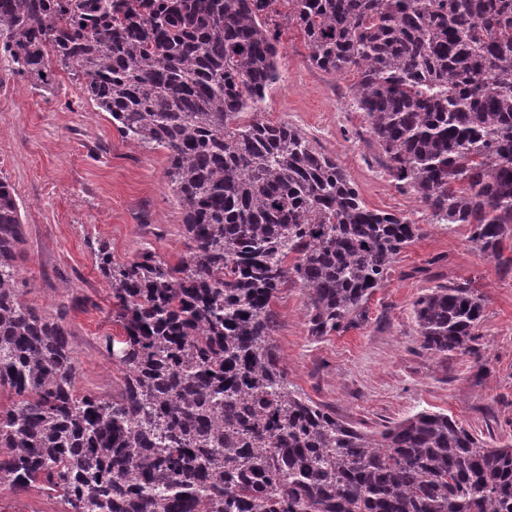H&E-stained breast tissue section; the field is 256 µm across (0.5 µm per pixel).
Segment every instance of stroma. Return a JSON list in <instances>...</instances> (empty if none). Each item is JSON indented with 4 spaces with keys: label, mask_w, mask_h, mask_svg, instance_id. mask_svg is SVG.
<instances>
[{
    "label": "stroma",
    "mask_w": 512,
    "mask_h": 512,
    "mask_svg": "<svg viewBox=\"0 0 512 512\" xmlns=\"http://www.w3.org/2000/svg\"><path fill=\"white\" fill-rule=\"evenodd\" d=\"M287 12L277 0L271 18L280 30V78L261 111L242 113L240 124L300 128L348 172L368 207L405 214L421 227L371 296L365 321L344 332L310 336L305 291L296 284L281 290L274 343L289 382L361 428L379 430L428 410L448 414L488 446L512 442V277H502L496 260L472 247L466 225L435 223L381 168L366 164L368 150L354 137L365 126L349 95L355 72L315 66ZM167 165L164 151L127 142L68 69L55 67L52 89L44 92L0 56V177L24 206L23 299L63 315L77 394L111 393L123 377L101 344L122 328L96 266L97 243L106 242L119 262L149 250L174 265L186 252ZM460 279L472 280L485 299L478 352L429 354L420 346L413 304L427 288ZM62 508L53 493L0 489V512Z\"/></svg>",
    "instance_id": "stroma-1"
}]
</instances>
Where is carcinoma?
I'll list each match as a JSON object with an SVG mask.
<instances>
[{
  "label": "carcinoma",
  "mask_w": 512,
  "mask_h": 512,
  "mask_svg": "<svg viewBox=\"0 0 512 512\" xmlns=\"http://www.w3.org/2000/svg\"><path fill=\"white\" fill-rule=\"evenodd\" d=\"M273 0H0V50L43 89L49 61L126 140L167 153L187 256L124 263L98 243L123 334L106 398L74 392L64 326L22 301L24 244L0 177V475L64 512H512V444L446 414L367 430L299 392L272 336L289 282L309 332L365 318L420 235L371 209L336 159L288 123H237L279 79ZM331 72L355 71L369 156L438 224L512 275V0H286ZM294 258L288 263V258ZM484 298L450 281L414 302L422 349L476 353Z\"/></svg>",
  "instance_id": "1"
}]
</instances>
